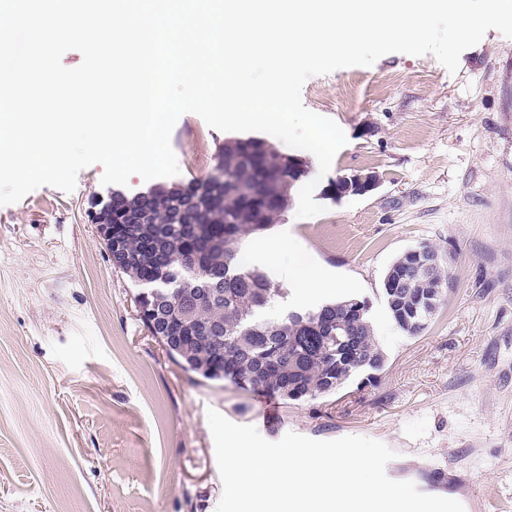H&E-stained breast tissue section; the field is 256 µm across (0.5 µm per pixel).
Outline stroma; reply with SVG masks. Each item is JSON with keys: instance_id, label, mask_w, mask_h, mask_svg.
Segmentation results:
<instances>
[{"instance_id": "stroma-1", "label": "stroma", "mask_w": 512, "mask_h": 512, "mask_svg": "<svg viewBox=\"0 0 512 512\" xmlns=\"http://www.w3.org/2000/svg\"><path fill=\"white\" fill-rule=\"evenodd\" d=\"M304 106L347 143L327 179L376 172L374 191L297 218L289 206L244 249L291 238L370 300L387 362L317 400L284 404L184 370L149 334L136 289L92 223L102 165L67 193L44 186L0 207V512H216L215 409L268 441L364 436L397 456L387 475L465 512H512V38L488 30L456 73L389 53L309 78ZM231 135L182 115L180 172L206 178ZM452 256L453 286L425 330L401 333L381 296L404 251Z\"/></svg>"}]
</instances>
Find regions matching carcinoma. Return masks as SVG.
Instances as JSON below:
<instances>
[{"label": "carcinoma", "mask_w": 512, "mask_h": 512, "mask_svg": "<svg viewBox=\"0 0 512 512\" xmlns=\"http://www.w3.org/2000/svg\"><path fill=\"white\" fill-rule=\"evenodd\" d=\"M218 161L217 196L201 182L159 187L145 202L110 197L112 265L138 288L150 335L184 369L285 403L331 396L358 376L377 378L387 357L369 300L341 297L273 314L282 289L241 259L242 238L267 231L288 209V178L311 168L308 158L247 138L225 142ZM432 253L405 251L383 279L389 317L409 336L426 328L447 295L448 280L420 263Z\"/></svg>", "instance_id": "cac0c4a2"}]
</instances>
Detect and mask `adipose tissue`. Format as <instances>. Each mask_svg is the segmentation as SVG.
Listing matches in <instances>:
<instances>
[{
  "mask_svg": "<svg viewBox=\"0 0 512 512\" xmlns=\"http://www.w3.org/2000/svg\"><path fill=\"white\" fill-rule=\"evenodd\" d=\"M287 256V263L281 264L280 274L284 280L302 294H309L318 290L333 289L344 293L349 289L347 282L331 278L319 266L299 258L290 242H279L275 250L260 247L244 254L245 263L251 264L263 260L268 253Z\"/></svg>",
  "mask_w": 512,
  "mask_h": 512,
  "instance_id": "1",
  "label": "adipose tissue"
}]
</instances>
